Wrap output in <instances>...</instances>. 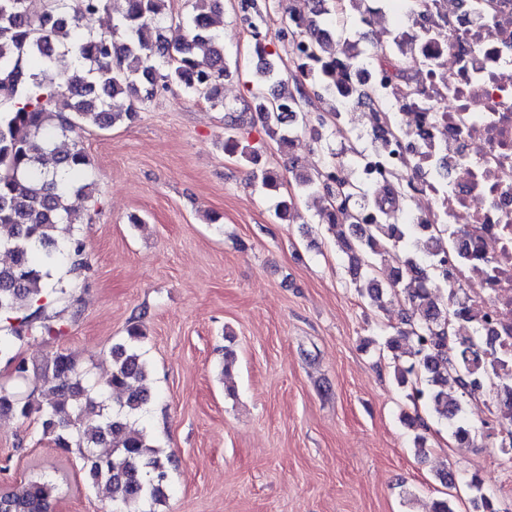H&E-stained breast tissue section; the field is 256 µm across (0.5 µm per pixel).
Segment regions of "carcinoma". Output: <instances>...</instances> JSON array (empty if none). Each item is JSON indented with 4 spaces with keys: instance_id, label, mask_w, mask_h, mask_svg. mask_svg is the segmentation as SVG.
<instances>
[{
    "instance_id": "obj_1",
    "label": "carcinoma",
    "mask_w": 512,
    "mask_h": 512,
    "mask_svg": "<svg viewBox=\"0 0 512 512\" xmlns=\"http://www.w3.org/2000/svg\"><path fill=\"white\" fill-rule=\"evenodd\" d=\"M119 17L109 33L82 30V22L106 12L112 0H53L41 16L28 12L26 0H0V250L11 263L0 265V357L12 365L13 383H0V413L36 418L43 437L81 460L88 486L104 488L112 512H156L165 502L169 467L144 428L127 420L146 411L150 365L144 357L145 333L131 323L127 339L112 347V373L102 386L87 381L74 357L57 352L33 365L20 357L26 340L57 336L53 304L66 297L63 279L48 282L50 271L68 266L81 276L91 269L80 225L91 219L97 199L86 182L89 159L79 145L60 151L54 140L77 123L106 129L125 118L133 120L158 89L175 84L223 105L222 81L228 73L224 37L211 27L209 14L221 0H192V13L163 25L166 0H118ZM342 10L339 0H290L285 17L290 28L295 74L335 100V118L357 98L369 105L376 95L361 83L369 62L389 66L395 77L410 80L411 62L393 61L381 48L363 49L357 41L341 42L329 18ZM253 54L260 66L251 109L268 133L284 146L299 128L314 143L323 140L325 124L300 111L301 87L292 90L271 61L266 40ZM158 58V66L140 69L141 54ZM124 95V112L110 110L109 100ZM239 118L227 116L224 153L246 165L258 156L235 136ZM389 122V113L367 115L371 142ZM301 194H319L325 205L320 222L336 240V250L349 259L350 286L377 310L385 299L403 295L411 307L404 326L385 332L380 350L404 363L396 367L397 383L411 386L407 397L431 406L439 422L458 440L471 434L462 416L461 397L473 393L472 375L480 366L479 337L458 336L449 326L453 309L464 308L458 292L448 289L434 272L436 244L431 237L400 223L399 199L409 186L387 180L377 189L359 179L342 180L317 168L294 171ZM81 196L87 208L78 211L68 200ZM400 248L399 267L388 287L373 271L387 250ZM456 353L448 355V343ZM42 384L22 390L30 372ZM471 503L482 512H499L481 482L472 477ZM62 499L54 478L43 473L0 489L6 512H56Z\"/></svg>"
}]
</instances>
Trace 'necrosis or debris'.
I'll list each match as a JSON object with an SVG mask.
<instances>
[{"mask_svg": "<svg viewBox=\"0 0 512 512\" xmlns=\"http://www.w3.org/2000/svg\"><path fill=\"white\" fill-rule=\"evenodd\" d=\"M381 39L390 56L414 61L411 83L378 68L368 79L402 134L366 153L357 175L375 188L407 173L421 216L447 225L439 260L463 294L486 354V386L512 379V0H426Z\"/></svg>", "mask_w": 512, "mask_h": 512, "instance_id": "4bbe7bcc", "label": "necrosis or debris"}]
</instances>
